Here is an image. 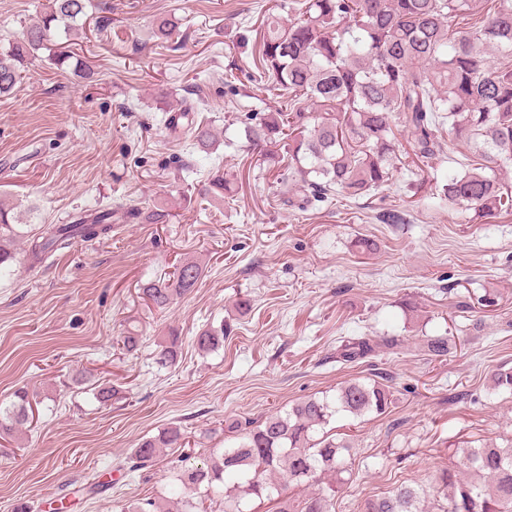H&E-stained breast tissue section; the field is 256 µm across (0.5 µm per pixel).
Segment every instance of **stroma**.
I'll list each match as a JSON object with an SVG mask.
<instances>
[{"label":"stroma","mask_w":512,"mask_h":512,"mask_svg":"<svg viewBox=\"0 0 512 512\" xmlns=\"http://www.w3.org/2000/svg\"><path fill=\"white\" fill-rule=\"evenodd\" d=\"M287 0H112L107 33L86 22L61 37L89 51L84 80L44 58H27L15 92L0 98V195L19 204L22 223H68L108 207V238L79 242L29 270L18 260L0 276V403L30 394V431L0 437V512H121L129 500L165 493L180 449L126 475L120 461L142 439L180 426L193 457L224 445V424L259 421L301 398L381 373L389 413L343 417L351 435V477L332 512H359L370 496L399 485L431 489L454 449L512 438V395L491 394L489 373L512 367V211L468 222L452 204L414 202L408 185L433 190L430 163L406 139L390 182L356 200L298 208L276 183L245 126L287 109L288 95L253 67L256 32L269 7ZM47 0H0V45L37 20ZM179 20L180 36L151 37L155 16ZM185 98L230 145L199 151L190 131L172 135L159 92ZM223 172L232 194L202 187ZM164 210L163 224H134L130 210ZM399 209L401 224L382 212ZM361 238L375 240L360 251ZM186 260L202 274L192 291L158 310L147 282ZM494 306L467 313L468 293ZM250 302L247 313L237 300ZM224 323V345L198 350L194 337ZM137 351L122 347L127 332ZM180 357L161 367L170 332ZM446 332L457 349L430 358L428 336ZM394 337L372 361H336L340 337ZM122 392L108 406L96 384Z\"/></svg>","instance_id":"1"}]
</instances>
